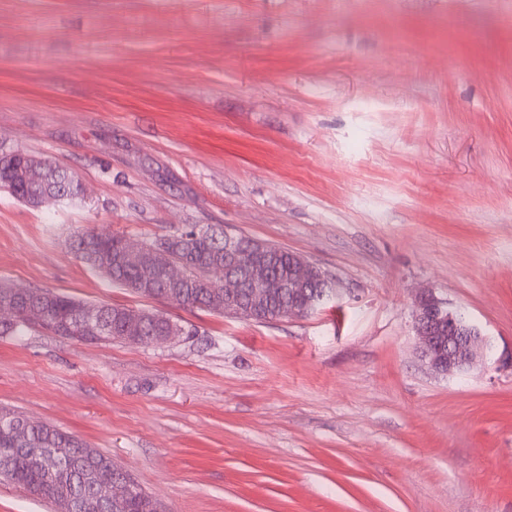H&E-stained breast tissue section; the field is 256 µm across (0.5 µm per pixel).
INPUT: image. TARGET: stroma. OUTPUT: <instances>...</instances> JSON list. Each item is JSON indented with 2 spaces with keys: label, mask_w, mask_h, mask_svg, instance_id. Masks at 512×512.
Returning <instances> with one entry per match:
<instances>
[{
  "label": "stroma",
  "mask_w": 512,
  "mask_h": 512,
  "mask_svg": "<svg viewBox=\"0 0 512 512\" xmlns=\"http://www.w3.org/2000/svg\"><path fill=\"white\" fill-rule=\"evenodd\" d=\"M0 281L159 312L170 342L0 336V409L74 433L167 512H512V0H0ZM221 224L332 276L302 318L131 293L75 258ZM434 290L488 337L420 361ZM37 164L32 174L26 175L28 157L18 153H0V186L9 189L17 199L29 206L38 207L45 197H59L61 201H76L83 192L79 181L64 169L48 160L29 156ZM42 162L45 166L42 167Z\"/></svg>",
  "instance_id": "obj_1"
}]
</instances>
